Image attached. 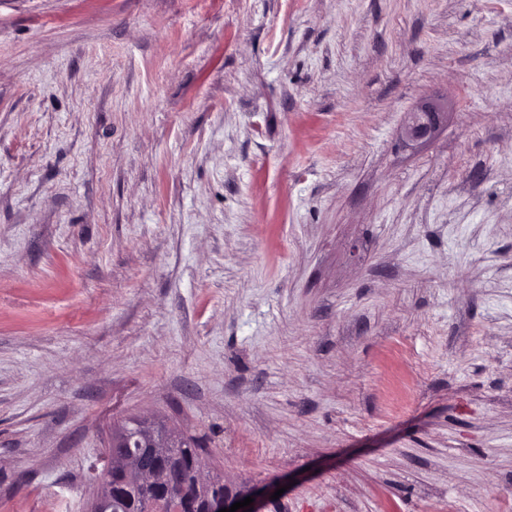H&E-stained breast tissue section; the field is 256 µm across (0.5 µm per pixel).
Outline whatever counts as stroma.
<instances>
[{"mask_svg":"<svg viewBox=\"0 0 512 512\" xmlns=\"http://www.w3.org/2000/svg\"><path fill=\"white\" fill-rule=\"evenodd\" d=\"M146 412L264 512H512V0H0V512ZM447 122L448 100L425 99L406 112L399 135L408 145L423 144L435 138Z\"/></svg>","mask_w":512,"mask_h":512,"instance_id":"1","label":"stroma"}]
</instances>
